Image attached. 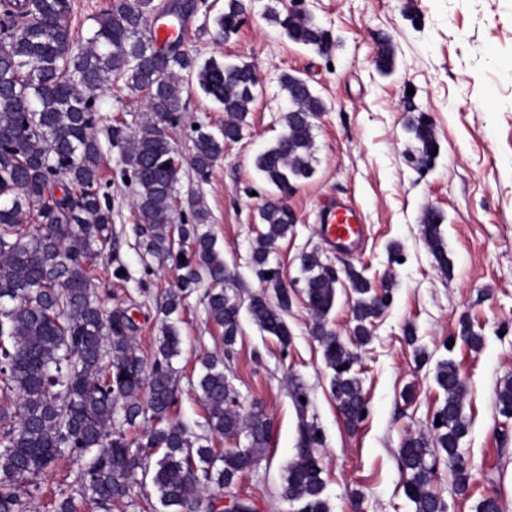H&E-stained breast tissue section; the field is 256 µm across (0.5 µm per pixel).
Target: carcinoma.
<instances>
[{"label":"carcinoma","instance_id":"cac0c4a2","mask_svg":"<svg viewBox=\"0 0 512 512\" xmlns=\"http://www.w3.org/2000/svg\"><path fill=\"white\" fill-rule=\"evenodd\" d=\"M153 0H111L95 18L97 29L85 41L76 39L66 21L67 0H0V392L15 395L14 410L0 411V512H28L32 493L27 481L45 475L58 461L80 464L81 483L75 496L60 495L54 512H81L89 504L107 512L137 485L151 484L166 512H213L218 499L212 488L229 489L262 459L269 437L263 406L242 414L233 409V387L224 373L240 335L239 300L222 285L230 279L216 239L201 230L208 211L200 195L190 192L175 203L176 159L161 133L166 123L177 125L185 106L181 90L194 79L203 92L223 106L227 119L219 135L202 129L192 139L190 164L200 179L210 174L224 147L242 138L255 96L250 65L219 62L198 66L181 49L178 37L161 45L146 35ZM196 3L173 0L163 16L183 19ZM241 0H224L216 18L215 40L224 42L243 22ZM267 19L295 43L319 53L335 43L330 29L313 15L271 9ZM377 68L395 64L392 48L383 43ZM123 83L144 94L146 118L132 128H109V139L122 156L123 173L133 185L132 205L143 223L138 244L160 263L172 261L180 271L176 288L166 293L160 308L157 345L145 356L133 333L130 310L105 309L97 295L93 258L106 254L117 263L112 240V203L101 192L104 161L95 134V92ZM281 88L288 99L282 120L285 132L257 155L255 168L277 191L314 173L313 119L324 103L298 77L285 73ZM419 143L417 157L433 165L438 148L428 120L419 115L407 126ZM190 212L191 220L171 224L174 209ZM265 230L255 241L251 262L257 276L271 286L248 297L247 309L260 330L288 347L292 333L288 312L291 290L269 266L272 245L288 235L295 218L278 197L260 211ZM443 215L428 209L422 235L437 263L448 272L443 243ZM303 294L314 317L312 337L326 366L333 371L330 389L338 409L352 428L365 421L368 403L354 366L358 349L368 344L375 320L389 307L391 289L376 297L362 272L344 270L350 290L354 340L346 342L328 326L336 301L337 271L313 249L300 255ZM210 287L204 308L222 329L224 354L201 358L194 390L206 412L208 431L226 439H245L241 446L215 448L209 436H196L176 418L178 371L173 360L181 352L179 314L185 298L202 280ZM460 338L471 348L483 337L467 319ZM435 383L443 392L426 432L406 436L399 461L405 473L404 494L413 512H446L431 489L438 460L447 464L460 493L472 478L460 444L469 421L463 410L466 391L456 363L437 362ZM300 414L297 453L285 468L281 497L297 512H329L323 468L318 453L321 430L305 421V391L292 385ZM500 413L512 414V381L496 393ZM143 421L142 441L127 440L123 427ZM157 450L152 461L142 449Z\"/></svg>","mask_w":512,"mask_h":512}]
</instances>
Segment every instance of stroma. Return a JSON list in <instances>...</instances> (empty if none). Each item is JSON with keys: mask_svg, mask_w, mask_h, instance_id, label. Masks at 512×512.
Wrapping results in <instances>:
<instances>
[{"mask_svg": "<svg viewBox=\"0 0 512 512\" xmlns=\"http://www.w3.org/2000/svg\"><path fill=\"white\" fill-rule=\"evenodd\" d=\"M244 21L224 43L213 39L214 19L224 0H199L186 18L183 45L197 62L214 58L244 62L259 79L241 140L227 144L207 180H199L189 159L192 126L218 132L224 109L198 85L186 86V110L170 128L179 162L177 189L200 192L231 278L224 287L241 297L266 284L251 262V248L263 226L259 210L274 189L254 167L257 154L284 131L287 101L279 79L290 73L308 80L326 103L314 120V173L290 190L292 231L276 241L270 264L295 291L288 348L260 332L241 314V334L226 372L238 409L261 403L270 422L268 451L243 475L236 493L253 500L257 512H296L281 497L286 464L294 457L302 418L290 397L292 382L309 396L305 419L319 426L325 495L331 512H412L404 495L399 448L406 435L427 430L443 394L435 366L451 358L466 385L464 413L470 421L460 451L472 467L466 493H458L446 465L432 487L449 512H475L477 500L498 493L503 512H512V418L496 404L497 389L512 381V0H306L316 19L337 40L321 54L289 40L265 16L278 0H242ZM395 47L391 74L375 66L380 37ZM98 138L104 162L101 184L112 198V228L124 278L113 275L107 256L97 257V293L105 308L128 307L138 326L137 343L151 352L159 335L157 307L175 287L172 263L154 264L138 244L141 218L130 200L132 187L121 174L120 153L106 131L123 122L135 126L141 100L130 91H102L97 97ZM430 116L439 145L431 169L413 162L416 143L406 130L411 112ZM349 201L365 228L353 255L327 250L318 214L330 199ZM444 216L443 239L451 261L441 271L422 237L427 209ZM400 247L393 262L391 244ZM321 250L337 270L354 267L376 290L391 288L392 303L377 319L372 341L360 348L356 371L368 402V416L349 428L330 393L332 372L310 334L312 315L302 292L300 255ZM200 292L186 300L179 324L181 354L176 417L198 435L206 434L205 410L190 386L203 354L223 352L222 330L211 322ZM468 318L483 337L480 349L459 338ZM415 345L403 340L406 326ZM429 354L419 364L415 347ZM413 397H406V390ZM80 469L60 462L51 475L33 478L31 512H51L58 489L78 488Z\"/></svg>", "mask_w": 512, "mask_h": 512, "instance_id": "stroma-1", "label": "stroma"}]
</instances>
